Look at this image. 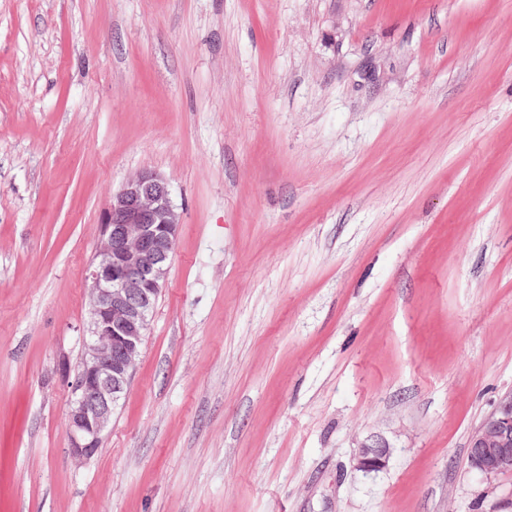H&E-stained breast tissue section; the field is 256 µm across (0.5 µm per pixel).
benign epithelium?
<instances>
[{"label": "benign epithelium", "mask_w": 512, "mask_h": 512, "mask_svg": "<svg viewBox=\"0 0 512 512\" xmlns=\"http://www.w3.org/2000/svg\"><path fill=\"white\" fill-rule=\"evenodd\" d=\"M180 224L170 184L155 170L137 172L109 200L88 269L90 322L66 413L70 452L78 464L98 452L130 385ZM390 455L384 439H369L358 448L355 466L380 471ZM468 457L485 476L512 473V391L497 398L471 434Z\"/></svg>", "instance_id": "benign-epithelium-1"}]
</instances>
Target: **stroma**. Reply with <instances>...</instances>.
I'll return each mask as SVG.
<instances>
[{"instance_id": "35a3bbf8", "label": "stroma", "mask_w": 512, "mask_h": 512, "mask_svg": "<svg viewBox=\"0 0 512 512\" xmlns=\"http://www.w3.org/2000/svg\"><path fill=\"white\" fill-rule=\"evenodd\" d=\"M143 169L182 224L78 464ZM510 390L512 0H0V512H512L468 459ZM181 224L166 177L131 176L109 200L87 275L90 322L66 413L76 463L98 452L127 391ZM390 455L391 448L384 439H369L358 448L355 466L365 472L380 471L387 466Z\"/></svg>"}]
</instances>
